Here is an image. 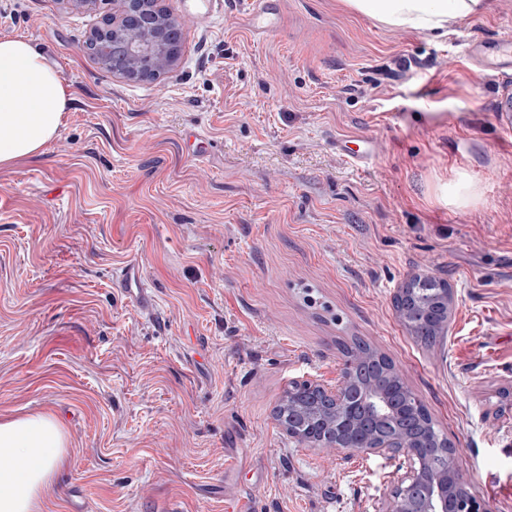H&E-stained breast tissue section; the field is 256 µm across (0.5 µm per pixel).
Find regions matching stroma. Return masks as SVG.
<instances>
[{"label":"stroma","mask_w":512,"mask_h":512,"mask_svg":"<svg viewBox=\"0 0 512 512\" xmlns=\"http://www.w3.org/2000/svg\"><path fill=\"white\" fill-rule=\"evenodd\" d=\"M253 2L196 22L200 0H165L182 58L129 82L86 47L112 0H0V37L73 93L41 153L0 167V419L53 415L70 454L43 512H225L228 484L253 512H378L393 461L298 443L273 416L292 381L336 387L356 340L512 512V65L466 55L512 38V0L436 41L336 0H281L262 33ZM348 135L373 139L372 163L337 154ZM460 173L476 206L436 198ZM131 259L151 313L112 286ZM415 275L452 298L429 347L393 307Z\"/></svg>","instance_id":"stroma-1"}]
</instances>
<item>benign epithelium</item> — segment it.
Instances as JSON below:
<instances>
[{"label":"benign epithelium","instance_id":"benign-epithelium-1","mask_svg":"<svg viewBox=\"0 0 512 512\" xmlns=\"http://www.w3.org/2000/svg\"><path fill=\"white\" fill-rule=\"evenodd\" d=\"M118 9L91 35L100 65L130 82L152 81L173 70L182 55L184 27L163 0H114ZM373 358L346 356L340 384L329 389L316 380L292 381L278 400L288 417L278 422L288 437L304 440L299 422L326 435L316 448L403 456L407 470L392 486L382 512H488L453 462V445L434 442L401 412L406 386L395 389L359 382Z\"/></svg>","mask_w":512,"mask_h":512}]
</instances>
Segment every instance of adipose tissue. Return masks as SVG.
Returning <instances> with one entry per match:
<instances>
[{"instance_id": "obj_1", "label": "adipose tissue", "mask_w": 512, "mask_h": 512, "mask_svg": "<svg viewBox=\"0 0 512 512\" xmlns=\"http://www.w3.org/2000/svg\"><path fill=\"white\" fill-rule=\"evenodd\" d=\"M342 9L387 28L446 35L484 14L487 0H339ZM71 92L32 45L0 38V167L34 156L60 130ZM68 461L67 441L50 415L0 421V512H42L55 472Z\"/></svg>"}]
</instances>
